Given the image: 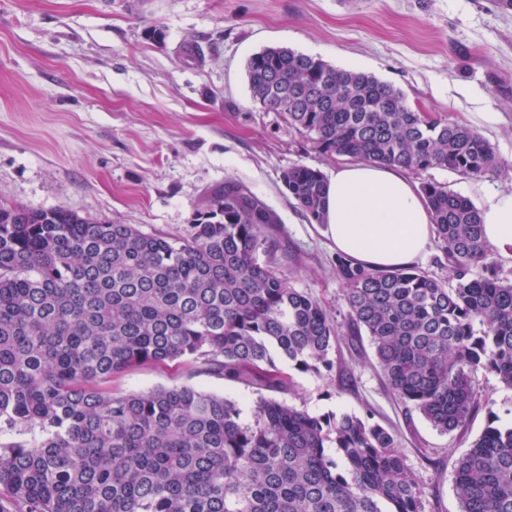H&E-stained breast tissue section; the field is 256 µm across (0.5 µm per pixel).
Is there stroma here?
Segmentation results:
<instances>
[{"label":"stroma","mask_w":512,"mask_h":512,"mask_svg":"<svg viewBox=\"0 0 512 512\" xmlns=\"http://www.w3.org/2000/svg\"><path fill=\"white\" fill-rule=\"evenodd\" d=\"M269 46L373 74L408 106L477 131L502 162L484 177L413 171L415 183L477 205L512 193V10L496 0H0V201L182 237L212 190L249 187L281 218L276 261L339 330L332 369L291 370L286 401L386 427L424 487V512H459L455 464L491 419L512 422V389L477 371L470 422L439 431L394 396L367 336L349 334L337 253L281 181L296 164L331 175L340 160L253 100L246 64ZM183 384L252 416L254 388L181 363L135 368L111 386Z\"/></svg>","instance_id":"stroma-1"}]
</instances>
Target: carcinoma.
Returning <instances> with one entry per match:
<instances>
[{"label": "carcinoma", "mask_w": 512, "mask_h": 512, "mask_svg": "<svg viewBox=\"0 0 512 512\" xmlns=\"http://www.w3.org/2000/svg\"><path fill=\"white\" fill-rule=\"evenodd\" d=\"M252 97L326 155L473 177L501 161L472 128L410 108L400 89L288 47L247 61ZM322 223L326 178L282 173ZM421 192L455 285L414 267L336 256L348 329L368 337L393 394L436 429L466 425L473 374L512 388V282L476 274L491 247L479 209L438 182ZM278 215L235 181L171 239L62 207L0 203V512H423L395 435L367 419L313 416L261 396L191 385L114 393L112 377L188 363L286 394L277 360L330 370L334 320L260 254ZM460 512H512V426L489 423L455 467Z\"/></svg>", "instance_id": "1"}]
</instances>
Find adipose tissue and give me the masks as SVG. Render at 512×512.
<instances>
[{
    "label": "adipose tissue",
    "mask_w": 512,
    "mask_h": 512,
    "mask_svg": "<svg viewBox=\"0 0 512 512\" xmlns=\"http://www.w3.org/2000/svg\"><path fill=\"white\" fill-rule=\"evenodd\" d=\"M479 212L487 241L511 259L512 193H490ZM324 222L336 252L374 269L411 266L435 235L421 190L405 172L365 161L333 172Z\"/></svg>",
    "instance_id": "obj_1"
}]
</instances>
